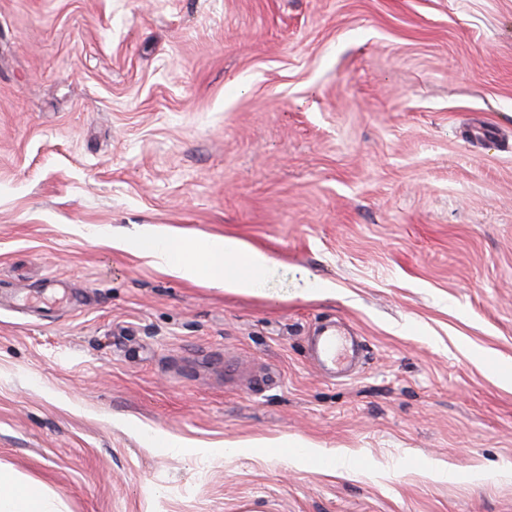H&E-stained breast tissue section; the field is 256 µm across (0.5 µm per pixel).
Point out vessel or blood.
I'll return each mask as SVG.
<instances>
[{
    "mask_svg": "<svg viewBox=\"0 0 512 512\" xmlns=\"http://www.w3.org/2000/svg\"><path fill=\"white\" fill-rule=\"evenodd\" d=\"M311 360L325 373L348 380L355 376L363 351L360 337L352 335L340 324H322L314 336L308 337Z\"/></svg>",
    "mask_w": 512,
    "mask_h": 512,
    "instance_id": "obj_1",
    "label": "vessel or blood"
}]
</instances>
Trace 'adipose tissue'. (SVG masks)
Wrapping results in <instances>:
<instances>
[{
  "mask_svg": "<svg viewBox=\"0 0 512 512\" xmlns=\"http://www.w3.org/2000/svg\"><path fill=\"white\" fill-rule=\"evenodd\" d=\"M112 246L149 257L162 273L194 281L202 279L234 293L260 289L275 269L269 255L234 237L188 238L146 226L137 236L113 241Z\"/></svg>",
  "mask_w": 512,
  "mask_h": 512,
  "instance_id": "1",
  "label": "adipose tissue"
}]
</instances>
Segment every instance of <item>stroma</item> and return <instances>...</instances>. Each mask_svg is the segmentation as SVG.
<instances>
[{"label":"stroma","instance_id":"stroma-1","mask_svg":"<svg viewBox=\"0 0 512 512\" xmlns=\"http://www.w3.org/2000/svg\"><path fill=\"white\" fill-rule=\"evenodd\" d=\"M488 127L512 0H0V474L44 512H512ZM145 225L276 273L231 294L113 249ZM336 316L346 382L303 345Z\"/></svg>","mask_w":512,"mask_h":512}]
</instances>
